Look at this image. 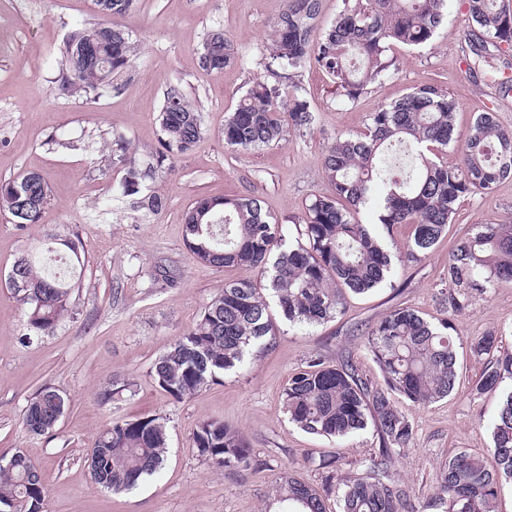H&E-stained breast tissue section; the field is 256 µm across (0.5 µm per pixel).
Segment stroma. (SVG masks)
I'll return each mask as SVG.
<instances>
[{
    "label": "stroma",
    "mask_w": 512,
    "mask_h": 512,
    "mask_svg": "<svg viewBox=\"0 0 512 512\" xmlns=\"http://www.w3.org/2000/svg\"><path fill=\"white\" fill-rule=\"evenodd\" d=\"M285 0H139L121 18L136 51L114 89L99 98L64 94L58 83L60 48L68 34L91 28L98 17L92 0H0V181L35 171L50 198L41 223L18 229L0 213V460L23 451L40 468L47 495L44 512H278L273 487L283 468L321 486L308 458L341 455L346 474L378 446L374 429L343 439L310 435L292 424L282 393L291 371L314 354L329 362L351 359L369 382L382 374L358 331L398 305L428 320L447 315L448 252L479 224H512V178L492 192L462 200L447 234L417 260L396 263L389 279L365 293L346 292L343 315L321 326L278 320L273 346L254 353L241 370L226 374L190 399L174 400L153 382L156 358L199 319L225 283L258 280V273L194 262L184 245V216L201 197L253 195L282 229L287 243L313 196L328 195L322 156L339 137L363 132L368 116L426 83L457 104L456 135L465 140L481 112L495 111L512 128V97L468 59L472 24L466 0H449L448 26L419 47L394 46L395 69L352 104H340L319 70L303 72L310 128L286 130L269 147L240 151L224 144V117L255 79L266 78L263 48ZM223 28L238 60L222 71L199 66L208 32ZM180 85L199 104L205 135L190 152L166 161L149 188L166 205L138 219L119 194L124 177L112 161V142L124 138L138 160L159 146L158 115L169 84ZM79 235L85 262L72 310L55 335L26 342V308L5 286L14 261L38 254L47 234ZM176 281L163 282L161 271ZM457 330V378L446 398L419 405L404 397L394 404L414 431L397 452L392 470L413 491L428 495L451 449L463 448L496 462L489 452L491 424L502 389L472 400L471 389L487 360L474 356L472 337L492 332L512 353V282L472 298L452 317ZM61 391L67 408L53 434L32 436L22 426L28 400L40 388ZM122 388L105 401L101 391ZM157 417L166 424L169 448L162 469L135 489L114 494L96 485L87 457L112 422ZM220 419L247 439L258 464L213 469L193 446V434Z\"/></svg>",
    "instance_id": "35a3bbf8"
}]
</instances>
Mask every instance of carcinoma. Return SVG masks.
<instances>
[{"mask_svg":"<svg viewBox=\"0 0 512 512\" xmlns=\"http://www.w3.org/2000/svg\"><path fill=\"white\" fill-rule=\"evenodd\" d=\"M100 20L72 32L60 50L62 87L79 96H97L112 88L127 70L134 52L131 37L117 20L136 0H94ZM474 30L469 39L473 62L494 69L495 53L512 48V11L499 0H467ZM322 0H287L273 25L263 53L268 79L256 80L224 118V144L249 151L280 141L286 128L300 130L313 121L298 78L309 68L321 71L344 103L355 102L394 67L390 46L428 43L448 23V0H342L335 22L320 38L314 33ZM233 44L214 29L200 50L201 67L222 70L234 63ZM456 104L434 84L414 88L369 116L367 132L339 137L322 157L323 177L334 193L316 195L302 220L301 240L285 244L279 225L261 200L247 195L201 198L189 208L184 243L201 264L237 267L269 274V287L280 315L293 324L323 325L344 310L343 289L366 293L392 272V256L368 225L353 212L370 207L377 224L413 225L406 257L416 260L447 231L460 200L489 192L512 177V129L494 113L482 112L462 145L455 139ZM160 148L143 167L122 141L112 162L125 167L120 194L143 215L159 213L165 200L149 191L170 157L193 149L205 134L195 103L176 86L164 92L159 112ZM457 154L448 163V150ZM48 186L37 173L0 183V212L21 228L42 222ZM13 294L26 306L29 331L51 336L70 311L76 281L59 278L29 254L21 255ZM498 281H512V224H480L449 252L448 310L462 312L476 294ZM453 323L432 322L409 306H396L361 334L364 348L378 365L384 384L364 380L343 360L333 364L311 356L288 379L283 397L291 422L302 431L343 438L373 426L377 451L359 461L361 472L342 474L339 457L321 459L322 488L292 470H284L275 492L282 512H328L336 498L338 512H495L501 486L512 482V390L500 402L491 432L497 468L466 450H455L436 474V495L413 497L390 473L393 455L413 434L411 420L394 406L393 395L427 404L452 392L456 381ZM276 322L263 288L250 280L224 284L199 320L153 363L154 383L175 400L188 399L245 364L251 348L273 345ZM493 333L477 336L470 349L477 356L497 348ZM512 383V355L488 364L472 388L473 399ZM66 402L51 386L28 402L23 426L32 435L54 431ZM168 445L157 418L116 422L105 428L90 449L94 481L113 492L130 490L162 469ZM193 447L210 466L250 468L252 449L236 429L221 420L203 422ZM46 489L40 469L30 459L0 465V512H43Z\"/></svg>","mask_w":512,"mask_h":512,"instance_id":"cac0c4a2","label":"carcinoma"}]
</instances>
